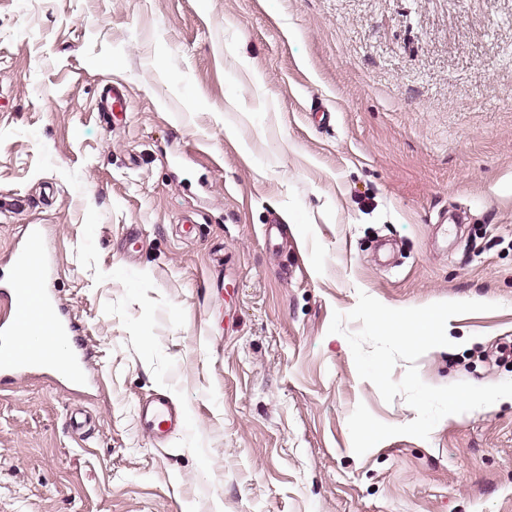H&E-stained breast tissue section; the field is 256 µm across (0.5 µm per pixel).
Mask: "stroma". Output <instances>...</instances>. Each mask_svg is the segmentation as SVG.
I'll return each mask as SVG.
<instances>
[{
    "label": "stroma",
    "mask_w": 512,
    "mask_h": 512,
    "mask_svg": "<svg viewBox=\"0 0 512 512\" xmlns=\"http://www.w3.org/2000/svg\"><path fill=\"white\" fill-rule=\"evenodd\" d=\"M26 224L95 372L0 386V512H512L511 402L356 455L416 412L328 331L492 302L416 366L512 380V0H0V257ZM138 411L149 432L161 437L169 435L176 428L186 431L189 427L187 411L163 395L144 401L138 406Z\"/></svg>",
    "instance_id": "35a3bbf8"
}]
</instances>
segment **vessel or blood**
Wrapping results in <instances>:
<instances>
[{"label":"vessel or blood","mask_w":512,"mask_h":512,"mask_svg":"<svg viewBox=\"0 0 512 512\" xmlns=\"http://www.w3.org/2000/svg\"><path fill=\"white\" fill-rule=\"evenodd\" d=\"M44 240L42 225H27L9 256L0 260V300L11 310L23 306L29 296L21 287L20 279L27 273H36L41 283L38 303L45 319V327L34 349L24 350L15 343L17 326L13 318H0V382L46 374L71 390L79 391L89 383L92 353L81 327L53 287ZM138 411L149 432L161 437L175 429L189 427L187 411L163 395L144 401Z\"/></svg>","instance_id":"b4317fda"}]
</instances>
